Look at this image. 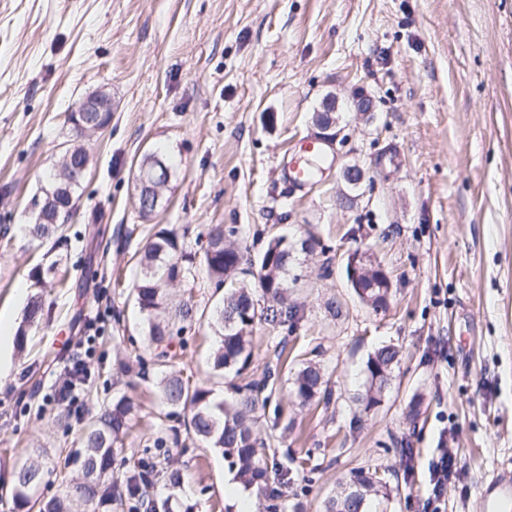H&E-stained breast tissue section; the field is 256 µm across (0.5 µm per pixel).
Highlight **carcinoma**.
Instances as JSON below:
<instances>
[{
	"label": "carcinoma",
	"instance_id": "1",
	"mask_svg": "<svg viewBox=\"0 0 512 512\" xmlns=\"http://www.w3.org/2000/svg\"><path fill=\"white\" fill-rule=\"evenodd\" d=\"M65 153L71 163L59 167L41 188V200L52 199L74 209L77 190L83 183L78 166L83 164L87 152L83 146L71 144ZM139 172L154 174L158 192L149 207L139 206L143 217L152 215L160 205L161 190L168 184L171 171L168 165H159L157 155L147 154ZM32 222L27 225L29 236L37 240L51 237L60 225L53 223L54 209L41 207L31 210ZM234 228L213 226L207 235V245L201 260L188 251L185 236L168 224H158L154 233L139 253L140 276L131 288V295L144 315L148 339L160 347L155 354L161 378L159 394L170 412L187 415V434L208 448L222 452L224 460L235 471V478L243 488L259 500L269 501L267 508H286L283 488L288 486L287 474L272 471L268 458L271 442L259 436V423L273 394V370L266 369L263 376L243 384H231V402L216 398L214 383L207 378L190 381L179 371L171 370L175 354L170 340L173 321L198 319V305L190 299L179 298L163 284H180L204 272L217 287L224 288V299L211 312L213 325L220 336V347L213 357L212 370L217 376L232 373L241 376L252 359L249 338L257 321L284 324L298 315V306L288 300V273L294 248L283 236H272L263 251L251 262L234 240ZM42 296L31 298L25 325L16 334L19 351L26 348L27 327L39 323L44 316ZM399 368V351L383 345L369 355L366 361L364 390L355 402L367 412L381 406L382 399L391 388L395 370ZM329 375L317 362H309L292 378V394L302 407L315 400L330 404L326 396ZM138 406L122 394L112 397L97 416L84 427L82 445V478L73 491L46 502L36 497L42 480V465L26 460L15 466L11 483L3 486L18 512H77L81 506L95 512L114 506L125 512H196L197 504L184 491V474L167 466L161 454L164 437L154 440L156 452L141 463V467L128 475L123 484L112 483V464L116 445L129 435ZM163 478L168 489L166 498L159 500L150 493L154 479ZM399 488L390 484L388 473L357 468L351 471L349 482L340 485L335 495L328 498L325 512H386L373 510L371 503L382 506L390 501Z\"/></svg>",
	"mask_w": 512,
	"mask_h": 512
}]
</instances>
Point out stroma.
<instances>
[{
  "mask_svg": "<svg viewBox=\"0 0 512 512\" xmlns=\"http://www.w3.org/2000/svg\"><path fill=\"white\" fill-rule=\"evenodd\" d=\"M97 91L112 123L82 140L77 211L31 241L30 201L62 161L66 114ZM328 100L329 163L319 183L293 188L281 168L321 136L314 115ZM149 152L171 178L144 219L134 176ZM354 164L365 172L356 187L341 176ZM156 224L185 231L195 252L214 224L238 228L254 255L274 234L316 241L290 267L298 321L257 323L246 372L282 368L261 431L291 475L289 502L324 512L337 482L365 466L398 485L388 512H484L486 481L512 472V0H0V316L23 325L36 265L56 260L67 274L66 287L43 289L47 319L26 350L0 341V485L33 458L39 497L65 495L82 426L133 383L143 409L114 476L151 447L158 376L128 292L131 257ZM367 248L392 280L384 310L348 286L344 257ZM332 296L343 317L327 312ZM84 339L77 408L54 392L68 342ZM219 341L208 323L187 325L177 369L204 376ZM384 344L399 348L400 368L365 413L353 398ZM313 350L331 404L302 408L289 379ZM442 448L456 469L436 496L428 464ZM169 454L199 512L235 503L220 453L190 440Z\"/></svg>",
  "mask_w": 512,
  "mask_h": 512,
  "instance_id": "35a3bbf8",
  "label": "stroma"
}]
</instances>
